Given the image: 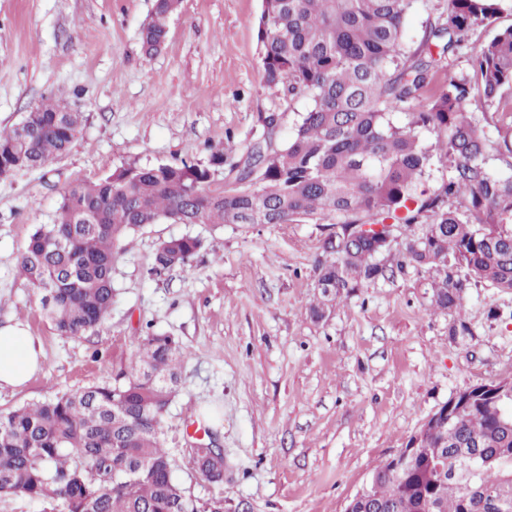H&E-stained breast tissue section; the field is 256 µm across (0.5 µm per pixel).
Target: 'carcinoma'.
Instances as JSON below:
<instances>
[{
    "label": "carcinoma",
    "mask_w": 512,
    "mask_h": 512,
    "mask_svg": "<svg viewBox=\"0 0 512 512\" xmlns=\"http://www.w3.org/2000/svg\"><path fill=\"white\" fill-rule=\"evenodd\" d=\"M180 0H155L141 30L145 53L164 45ZM414 0H262L258 46L267 84L288 100L305 97L293 135L261 118L241 155L233 146L210 164L126 166L61 193L52 224H40L19 270L40 295L55 331L82 336L112 308V272L128 233L163 220L179 224H291L331 218L336 233L317 265L327 303L385 276L386 226L405 235L398 265L436 272L433 307L458 311L471 283L512 291V26L472 57V73L436 74L465 54L469 36L492 25L512 0H446L422 47L403 42ZM495 109L496 137L468 115L473 98ZM63 99L29 112L0 132V178L65 156L84 115ZM408 122L391 119L396 109ZM429 132L432 141L423 139ZM450 175L421 188L433 158ZM224 170L221 186L214 171ZM202 247L197 237L163 241L153 272L184 267ZM185 358L172 337L149 329L119 386H92L0 413V495L60 501L65 512H194L163 446V418ZM481 456L472 497L446 462ZM197 472L223 483L222 459L193 449ZM388 464L371 477L353 512H512V395H468L463 411L424 441L396 476Z\"/></svg>",
    "instance_id": "carcinoma-1"
}]
</instances>
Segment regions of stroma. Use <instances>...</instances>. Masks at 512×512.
<instances>
[{
  "mask_svg": "<svg viewBox=\"0 0 512 512\" xmlns=\"http://www.w3.org/2000/svg\"><path fill=\"white\" fill-rule=\"evenodd\" d=\"M155 0H0V129L50 96L85 115L63 158L0 178V325H26L44 366L0 391V412L114 383L145 327L187 356L163 418L164 446L198 503L225 512H344L385 460L455 393L512 377V291L466 290L460 315L473 334H448L432 306L431 273L394 270L315 319L317 262L335 227L178 224L130 234L113 271L116 296L103 324L58 334L18 275L35 225L53 223L60 193L128 165H208L212 151L251 141L258 118L281 113L291 137L311 102L267 85L258 50L262 0H181L163 49L146 55L141 29ZM445 0H414L403 30L420 45ZM200 238L183 268L153 274L159 244ZM207 427L231 468L202 480L189 443Z\"/></svg>",
  "mask_w": 512,
  "mask_h": 512,
  "instance_id": "35a3bbf8",
  "label": "stroma"
}]
</instances>
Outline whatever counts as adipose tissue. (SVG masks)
Listing matches in <instances>:
<instances>
[{
	"mask_svg": "<svg viewBox=\"0 0 512 512\" xmlns=\"http://www.w3.org/2000/svg\"><path fill=\"white\" fill-rule=\"evenodd\" d=\"M42 368L39 346L19 322L0 326V389L26 383Z\"/></svg>",
	"mask_w": 512,
	"mask_h": 512,
	"instance_id": "1",
	"label": "adipose tissue"
}]
</instances>
